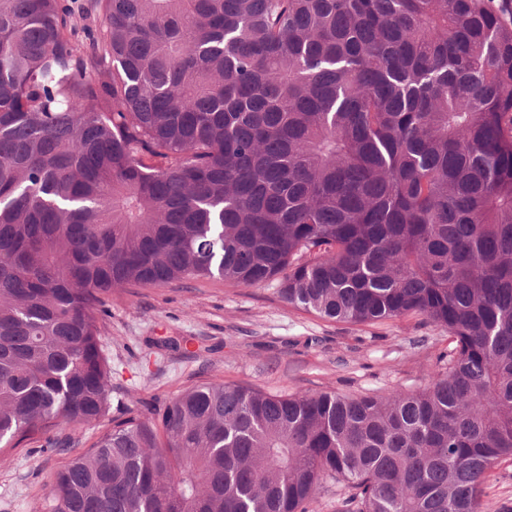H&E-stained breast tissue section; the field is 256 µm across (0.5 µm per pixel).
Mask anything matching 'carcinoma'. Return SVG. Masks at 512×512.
Here are the masks:
<instances>
[{
    "label": "carcinoma",
    "instance_id": "cac0c4a2",
    "mask_svg": "<svg viewBox=\"0 0 512 512\" xmlns=\"http://www.w3.org/2000/svg\"><path fill=\"white\" fill-rule=\"evenodd\" d=\"M0 0V463L107 413L112 293L188 278L448 329L390 397L213 380L48 512H485L512 457V18L491 0ZM107 78H99L101 73Z\"/></svg>",
    "mask_w": 512,
    "mask_h": 512
}]
</instances>
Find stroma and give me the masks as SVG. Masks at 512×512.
I'll use <instances>...</instances> for the list:
<instances>
[{"label": "stroma", "instance_id": "1", "mask_svg": "<svg viewBox=\"0 0 512 512\" xmlns=\"http://www.w3.org/2000/svg\"><path fill=\"white\" fill-rule=\"evenodd\" d=\"M112 367L109 412L58 429L60 450L16 448L0 467V512H46L48 474L130 415L150 417L194 384L224 380L272 394L393 395L423 389L454 344L446 328L409 315L336 322L292 308L267 286L185 279L113 294L101 320ZM486 512H512V458L488 474Z\"/></svg>", "mask_w": 512, "mask_h": 512}]
</instances>
